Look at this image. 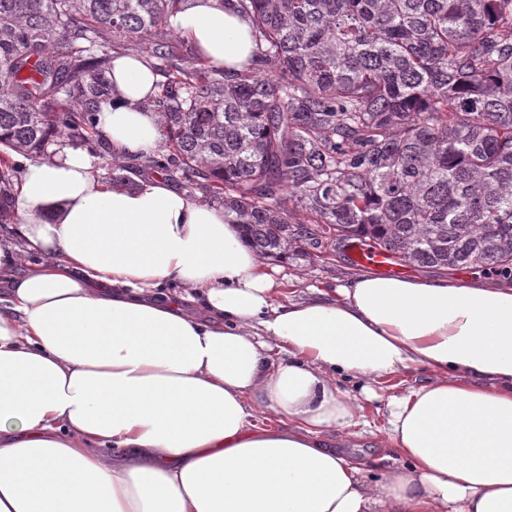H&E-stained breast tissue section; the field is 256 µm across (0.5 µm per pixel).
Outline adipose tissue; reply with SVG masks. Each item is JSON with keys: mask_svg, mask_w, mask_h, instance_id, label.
<instances>
[{"mask_svg": "<svg viewBox=\"0 0 512 512\" xmlns=\"http://www.w3.org/2000/svg\"><path fill=\"white\" fill-rule=\"evenodd\" d=\"M170 24L218 67L255 48L221 0ZM112 77L100 128L119 157L155 153L157 74L130 54ZM11 159L0 512H512V281L360 273L284 303L223 207L159 175L108 184L69 145ZM419 367L386 401L404 464L367 481L365 404Z\"/></svg>", "mask_w": 512, "mask_h": 512, "instance_id": "adipose-tissue-1", "label": "adipose tissue"}]
</instances>
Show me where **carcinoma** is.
Here are the masks:
<instances>
[{"label":"carcinoma","instance_id":"obj_1","mask_svg":"<svg viewBox=\"0 0 512 512\" xmlns=\"http://www.w3.org/2000/svg\"><path fill=\"white\" fill-rule=\"evenodd\" d=\"M187 0H0V224L10 152L100 154L112 42H148L142 110L262 259L366 244L417 268L512 276V0H236L242 69H187L159 30Z\"/></svg>","mask_w":512,"mask_h":512}]
</instances>
